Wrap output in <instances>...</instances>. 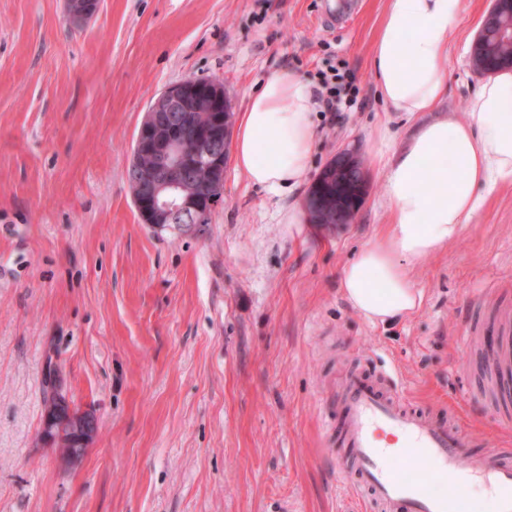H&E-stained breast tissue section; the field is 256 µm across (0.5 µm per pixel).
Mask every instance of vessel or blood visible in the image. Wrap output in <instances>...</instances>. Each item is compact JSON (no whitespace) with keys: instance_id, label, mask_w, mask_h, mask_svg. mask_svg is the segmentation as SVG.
I'll return each mask as SVG.
<instances>
[{"instance_id":"b4317fda","label":"vessel or blood","mask_w":512,"mask_h":512,"mask_svg":"<svg viewBox=\"0 0 512 512\" xmlns=\"http://www.w3.org/2000/svg\"><path fill=\"white\" fill-rule=\"evenodd\" d=\"M490 367L496 384L512 390V322L490 338ZM342 429L349 456L344 479L354 497L370 498L383 512H460L459 490L483 487L494 512H512V465L494 449L476 453L456 420L440 422L399 406L393 395L363 377L350 378ZM448 485L445 494L425 482Z\"/></svg>"}]
</instances>
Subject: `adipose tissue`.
Wrapping results in <instances>:
<instances>
[{"instance_id": "ef3b65f1", "label": "adipose tissue", "mask_w": 512, "mask_h": 512, "mask_svg": "<svg viewBox=\"0 0 512 512\" xmlns=\"http://www.w3.org/2000/svg\"><path fill=\"white\" fill-rule=\"evenodd\" d=\"M463 0H385L370 67L385 111L431 113L402 144L388 123L368 142L384 175L387 221L340 272L352 308L374 324L418 311L412 278L423 259L445 251L487 198L512 184V70L479 84L464 119L437 116L448 93V45L460 34ZM313 91L285 68L251 93L235 129L237 170L273 196L305 181L315 142Z\"/></svg>"}]
</instances>
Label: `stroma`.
<instances>
[{"label": "stroma", "instance_id": "35a3bbf8", "mask_svg": "<svg viewBox=\"0 0 512 512\" xmlns=\"http://www.w3.org/2000/svg\"><path fill=\"white\" fill-rule=\"evenodd\" d=\"M440 113L464 117L481 78L472 45L490 0H464ZM384 0H0V512H373L342 485L340 378L393 363L404 407L444 421L457 405L477 446L512 457L478 363L512 311V185L413 271L421 308L367 322L340 271L385 223L366 154L387 116L370 53ZM337 65L359 108L315 112L309 172L355 148L368 193L353 223L292 224L304 191L272 196L227 160L203 234L142 224L127 179L137 129L167 86L217 79L241 112L271 71L318 87ZM56 363L97 436L66 464L37 435Z\"/></svg>", "mask_w": 512, "mask_h": 512}]
</instances>
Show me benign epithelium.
<instances>
[{
	"label": "benign epithelium",
	"instance_id": "obj_1",
	"mask_svg": "<svg viewBox=\"0 0 512 512\" xmlns=\"http://www.w3.org/2000/svg\"><path fill=\"white\" fill-rule=\"evenodd\" d=\"M99 0H67L69 17L93 16ZM231 103L224 88L189 77L165 88L151 103L133 145L130 184L142 223L156 232H198L210 223L215 202L224 193V166L230 148ZM357 156L342 148L313 179L303 207L310 224H350L367 192ZM69 425V442L59 448L74 465L97 433L93 411L73 413L55 389L45 410L38 440L56 439L57 424Z\"/></svg>",
	"mask_w": 512,
	"mask_h": 512
}]
</instances>
